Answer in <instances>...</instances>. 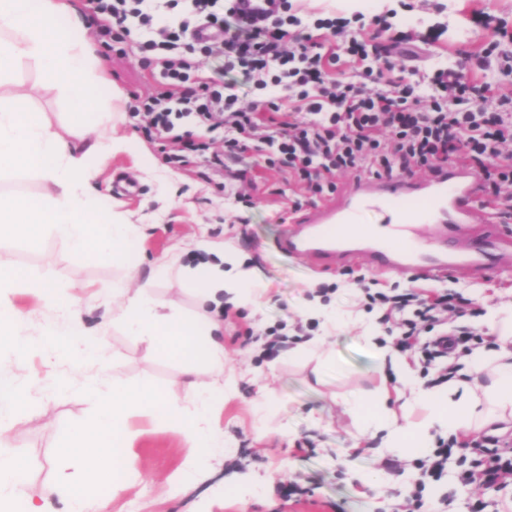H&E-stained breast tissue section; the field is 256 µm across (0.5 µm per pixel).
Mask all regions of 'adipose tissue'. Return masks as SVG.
<instances>
[{
    "label": "adipose tissue",
    "instance_id": "ef3b65f1",
    "mask_svg": "<svg viewBox=\"0 0 512 512\" xmlns=\"http://www.w3.org/2000/svg\"><path fill=\"white\" fill-rule=\"evenodd\" d=\"M66 0H0V85L12 83L22 60L34 61L44 79L66 98L68 115L75 128L99 125L110 105L101 97L107 76L87 50L82 22L67 11ZM31 94L17 88L0 98V170H31L53 193L47 195H0V240L21 238L39 246L46 235L61 240L72 258L94 253L101 258H124L135 248L136 228L125 213L106 212L93 192L95 168L87 155L104 157L131 149L122 136L96 142L87 154L74 146L38 113L29 109ZM205 259L193 271L190 286L199 316L164 313V302L150 289L152 278L162 275L153 268L149 279L125 293L119 322L128 335L147 339L156 354L177 361L181 367L183 416L171 428L189 450L184 478H191L199 462L223 447L224 435L211 419L222 389L210 381L224 372V327L219 319L223 302L238 307L255 303L251 269L225 243L204 241L199 245ZM498 345L471 355V371L482 376L479 389L470 378L457 375L433 390H419L414 397L430 411L422 423H400L387 385H379L351 399L347 405L367 438H381L383 447L403 453L424 442L431 428L454 433L472 430L475 424L495 421L512 411V315L491 326Z\"/></svg>",
    "mask_w": 512,
    "mask_h": 512
}]
</instances>
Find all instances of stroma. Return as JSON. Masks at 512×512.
Masks as SVG:
<instances>
[{"label":"stroma","mask_w":512,"mask_h":512,"mask_svg":"<svg viewBox=\"0 0 512 512\" xmlns=\"http://www.w3.org/2000/svg\"><path fill=\"white\" fill-rule=\"evenodd\" d=\"M70 3L85 25L92 52L109 73L111 85L104 88V96H111L116 88L123 93L118 107L125 118L117 132L132 137L134 147L104 158L94 186L104 208L119 204L138 225L137 249L124 261L94 256L75 260L55 237H48L39 249L14 239L0 243V263L26 269L54 284L60 297L80 310L84 326L103 338L111 354L110 374L130 385L168 383L177 378L179 366L108 326L114 308L112 291L128 285L127 265H138L144 275L165 262L195 266L202 257L195 242L204 235L231 245L245 257L262 289L256 310L224 306V364L236 384L225 393L213 419L224 432L225 450L203 464L195 480L179 482L188 450L183 438L162 423L171 407H151L135 414L124 445L133 466L124 476L126 489L113 500L111 512H436L438 500L447 494L455 498V512H472L480 500L512 502V485L503 490L465 485L452 475L428 485L420 503L409 501L419 477L414 460L429 454L430 446L404 458L381 448L376 439L353 450L357 421L340 401L341 396L382 383L391 388L398 385L396 371L379 358L380 350L392 347L393 339L378 324L380 309H368L366 289H454L456 305L465 312L461 324L473 326L489 349L495 342L491 314L512 304V270L494 275L489 282H475L360 266L323 269L303 256L282 252L278 243L285 226L280 212L288 203L283 176L264 170L256 153H246L239 164L246 172L241 187L251 192L254 204L237 209L225 200L206 163L183 168L167 164L158 142L147 138L127 116L134 95L147 94L154 86L142 54L135 48L123 54L105 48L97 38L98 20L88 0ZM291 3L307 23L332 10L346 16L395 11L399 31L414 38L435 35L431 56L435 62L453 61L459 52L482 49L484 36L470 20L473 12H486L512 26V0ZM16 78L35 87L33 110L54 130L69 131L63 98L56 88L43 84L33 62L23 61ZM321 288L327 291L324 304L351 313L355 324L329 335L319 319L305 314L306 303ZM366 323L375 327L372 351L359 341ZM277 324L284 325L287 341L274 355L260 357L257 338ZM324 334L336 354L335 367L317 376L311 363L289 360L290 349ZM69 371L65 364L47 366L34 353L27 370L15 376L37 401L33 417L8 432L11 447L31 462L29 491L34 495L52 477L49 463L57 455L66 426L87 421L92 413L91 402L81 395H42L47 375ZM264 391L273 406L261 420L256 404ZM363 473L377 475V484H362Z\"/></svg>","instance_id":"1"}]
</instances>
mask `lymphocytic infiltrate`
<instances>
[{"instance_id":"1","label":"lymphocytic infiltrate","mask_w":512,"mask_h":512,"mask_svg":"<svg viewBox=\"0 0 512 512\" xmlns=\"http://www.w3.org/2000/svg\"><path fill=\"white\" fill-rule=\"evenodd\" d=\"M100 21L97 36L107 46L125 43L128 24L137 21L138 45L146 53L155 90L135 97L131 117H143L147 135L163 146L165 160L185 167L202 160L222 177L225 197L249 203L238 183L243 172L232 164L249 150L260 153L267 169L286 175L300 195L320 197L334 192L336 175L370 172L393 176L417 167L433 168L462 160L483 169L492 188L487 195L499 217L512 218V160L502 150L512 144V91L492 80L471 82L466 60L420 70L400 63L409 39L392 35V22L375 17L351 27L349 20L322 19V33L290 38L302 26L301 17L280 12L272 26L257 28L235 23L226 33L225 20L233 8L219 0H187L178 25L156 26L146 0H89ZM203 24L223 29L221 39L194 40ZM355 57L358 68L337 77L342 55ZM223 57L228 68H240L258 89L279 91L263 108H242L232 87L206 75L204 57ZM494 111H487V103ZM224 134V150L209 153L207 143L180 131L183 121ZM510 193H503V185ZM382 306L381 325H395L400 350L419 347L423 368H437L440 381L453 378L459 359L469 349L474 332L458 326L429 340L423 328L435 326L443 312L454 311L448 292L409 289L391 295L370 294ZM508 441L488 437L459 443L438 439L433 451L416 466L421 472L412 490L422 499L428 480H441L463 448L468 465L460 479L486 486L512 483V454Z\"/></svg>"}]
</instances>
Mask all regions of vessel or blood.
<instances>
[{"mask_svg": "<svg viewBox=\"0 0 512 512\" xmlns=\"http://www.w3.org/2000/svg\"><path fill=\"white\" fill-rule=\"evenodd\" d=\"M232 6L242 22L256 24L275 14L281 0H232ZM485 183L484 171L464 163L419 180L358 176L290 219L279 246L324 268L357 260L382 271L481 278L512 268V233L486 205ZM366 214L379 224L362 223ZM420 225L429 226V238L417 234Z\"/></svg>", "mask_w": 512, "mask_h": 512, "instance_id": "obj_1", "label": "vessel or blood"}]
</instances>
